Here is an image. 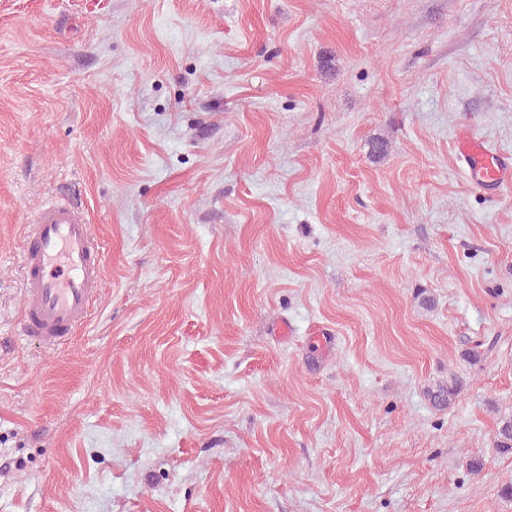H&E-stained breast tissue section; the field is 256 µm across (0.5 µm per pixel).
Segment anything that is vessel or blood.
I'll use <instances>...</instances> for the list:
<instances>
[{"label":"vessel or blood","instance_id":"obj_1","mask_svg":"<svg viewBox=\"0 0 512 512\" xmlns=\"http://www.w3.org/2000/svg\"><path fill=\"white\" fill-rule=\"evenodd\" d=\"M457 150L480 186L512 183V159L470 133ZM24 303L19 333L54 347L72 338L85 323L104 277L101 247L81 205L60 198L43 207L23 247Z\"/></svg>","mask_w":512,"mask_h":512}]
</instances>
